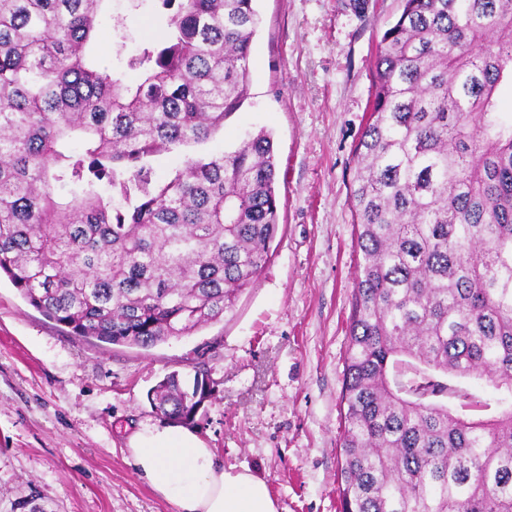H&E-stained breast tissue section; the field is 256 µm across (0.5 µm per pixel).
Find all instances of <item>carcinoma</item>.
I'll return each mask as SVG.
<instances>
[{"label": "carcinoma", "instance_id": "carcinoma-1", "mask_svg": "<svg viewBox=\"0 0 512 512\" xmlns=\"http://www.w3.org/2000/svg\"><path fill=\"white\" fill-rule=\"evenodd\" d=\"M104 2L0 0V275L68 334L148 350L221 321L269 261L272 134L207 150L249 98L260 17L156 0L157 34L120 67L90 52ZM373 82L341 512H512V403L471 417L454 384L512 394V0H403ZM196 394L172 373L150 399L191 424Z\"/></svg>", "mask_w": 512, "mask_h": 512}]
</instances>
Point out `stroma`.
Wrapping results in <instances>:
<instances>
[{"instance_id":"1","label":"stroma","mask_w":512,"mask_h":512,"mask_svg":"<svg viewBox=\"0 0 512 512\" xmlns=\"http://www.w3.org/2000/svg\"><path fill=\"white\" fill-rule=\"evenodd\" d=\"M124 15L134 52L156 0ZM247 103L209 148L266 129L280 229L222 321L143 350L67 335L0 279V512H175L125 461L165 425L149 391L171 372L214 392L192 429L225 465L266 481L280 512H339L344 361L361 254L350 207L379 42L402 0H256Z\"/></svg>"}]
</instances>
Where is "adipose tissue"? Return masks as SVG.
Listing matches in <instances>:
<instances>
[{"label": "adipose tissue", "mask_w": 512, "mask_h": 512, "mask_svg": "<svg viewBox=\"0 0 512 512\" xmlns=\"http://www.w3.org/2000/svg\"><path fill=\"white\" fill-rule=\"evenodd\" d=\"M128 463L176 512H278L264 480L248 469L224 466L213 449L181 425L133 435Z\"/></svg>", "instance_id": "adipose-tissue-1"}]
</instances>
